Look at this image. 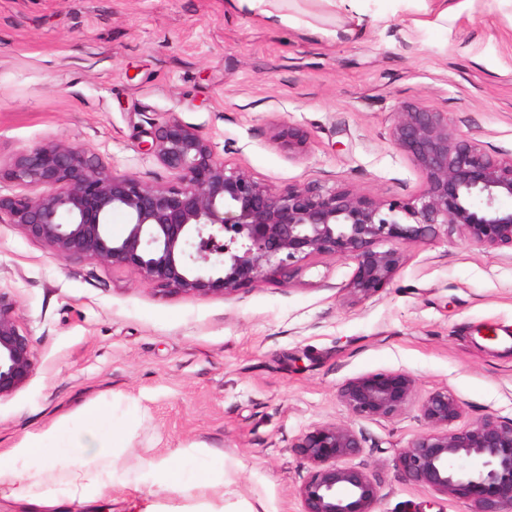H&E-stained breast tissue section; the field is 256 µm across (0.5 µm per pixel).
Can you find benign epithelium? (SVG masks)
I'll return each instance as SVG.
<instances>
[{
    "mask_svg": "<svg viewBox=\"0 0 512 512\" xmlns=\"http://www.w3.org/2000/svg\"><path fill=\"white\" fill-rule=\"evenodd\" d=\"M273 140L298 154L304 132L274 126ZM390 142L422 176L409 201L378 202L346 187L280 190L217 157L210 142L173 118L151 134L146 152L176 179L152 185L107 171L80 145L51 141L0 164V183L41 188L0 196V223L16 224L62 260L93 258L123 266L169 293L229 298L312 256L355 263L351 295L368 297L396 276L405 249L448 230L468 244L512 249V156L498 158L448 127V113L422 103L394 112ZM126 217L112 237V213ZM34 369L16 301L0 291V398L13 395ZM416 381L403 371L347 379L341 402L359 418L393 417L413 404ZM426 430L398 455L403 478L471 512H512V421L486 417L464 427L461 402L448 391L418 406ZM310 467L299 487L302 512H376L380 492L365 471L340 461L361 452L347 424L325 423L292 445Z\"/></svg>",
    "mask_w": 512,
    "mask_h": 512,
    "instance_id": "obj_1",
    "label": "benign epithelium"
}]
</instances>
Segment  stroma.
<instances>
[{"label": "stroma", "mask_w": 512, "mask_h": 512, "mask_svg": "<svg viewBox=\"0 0 512 512\" xmlns=\"http://www.w3.org/2000/svg\"><path fill=\"white\" fill-rule=\"evenodd\" d=\"M358 32L335 37L268 25L228 0H0V161L61 140L108 170L154 185L174 176L143 151L177 118L217 157L278 189L347 187L410 200L422 178L389 137L395 109L422 103L461 136L512 156V0L435 11L361 0ZM286 122L308 140L292 155L272 138ZM351 260L300 261L231 298L165 293L138 273L92 258L64 261L0 223V290L16 302L34 369L0 399V451L91 402L138 425L100 512L149 498L137 460L197 449L206 476L224 459L229 500L301 512L309 465L295 439L351 425L364 448L346 465L380 487L377 512H471L406 481L402 448L426 426L417 403L448 390L460 425L512 421V251L458 234L406 248L376 294L353 297ZM399 370L416 405L362 419L338 397L348 378Z\"/></svg>", "instance_id": "1"}]
</instances>
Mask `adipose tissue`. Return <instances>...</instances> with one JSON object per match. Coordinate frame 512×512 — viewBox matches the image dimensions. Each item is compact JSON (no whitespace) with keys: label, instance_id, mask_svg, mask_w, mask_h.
Instances as JSON below:
<instances>
[{"label":"adipose tissue","instance_id":"adipose-tissue-1","mask_svg":"<svg viewBox=\"0 0 512 512\" xmlns=\"http://www.w3.org/2000/svg\"><path fill=\"white\" fill-rule=\"evenodd\" d=\"M277 27L307 22L300 0H231ZM77 427L58 421L41 433L23 438L0 453V498L11 501L16 512H95L112 494L117 455L128 448L133 418H111L101 404L82 407ZM193 449L139 464L145 482L178 494L181 505L142 504L128 500L127 512H233L224 503L223 460L213 463L206 478L189 479L184 460Z\"/></svg>","mask_w":512,"mask_h":512}]
</instances>
